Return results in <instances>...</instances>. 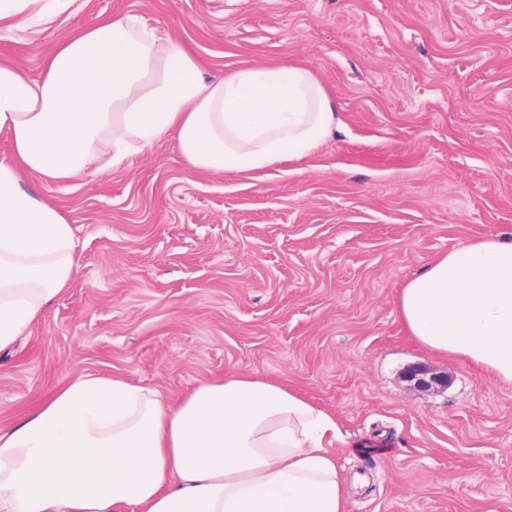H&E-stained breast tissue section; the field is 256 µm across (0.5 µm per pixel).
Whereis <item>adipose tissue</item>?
Masks as SVG:
<instances>
[{"label":"adipose tissue","instance_id":"ef3b65f1","mask_svg":"<svg viewBox=\"0 0 512 512\" xmlns=\"http://www.w3.org/2000/svg\"><path fill=\"white\" fill-rule=\"evenodd\" d=\"M68 0H0L38 25ZM341 128L303 65L206 79L179 41L126 14L66 36L40 78L0 62V350L30 336L72 277L64 216L26 191L27 172L105 173L174 140L188 166L248 175L303 159ZM401 313L428 347L512 382V241L464 243L411 279ZM328 413L283 387L230 375L178 406L92 374L0 429V512H345Z\"/></svg>","mask_w":512,"mask_h":512}]
</instances>
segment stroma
I'll list each match as a JSON object with an SVG mask.
<instances>
[{
    "mask_svg": "<svg viewBox=\"0 0 512 512\" xmlns=\"http://www.w3.org/2000/svg\"><path fill=\"white\" fill-rule=\"evenodd\" d=\"M128 13L211 79L308 66L342 130L251 178L192 171L169 140L105 175L23 176L71 224L75 265L0 351V427L81 373L173 402L257 376L335 419L346 512H512V383L400 312L438 257L512 241V0H70L0 21V61L40 77L66 34ZM417 363L447 385L410 386Z\"/></svg>",
    "mask_w": 512,
    "mask_h": 512,
    "instance_id": "stroma-1",
    "label": "stroma"
}]
</instances>
